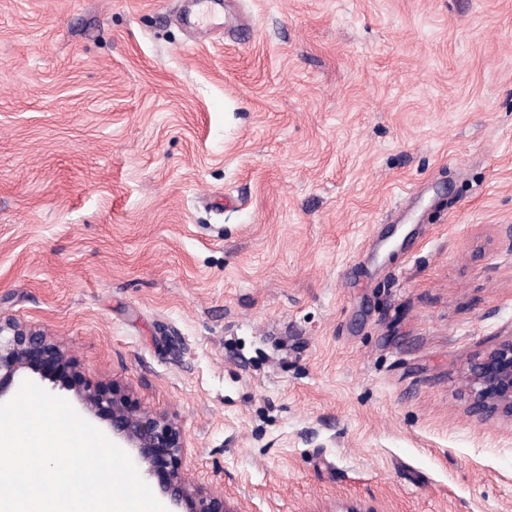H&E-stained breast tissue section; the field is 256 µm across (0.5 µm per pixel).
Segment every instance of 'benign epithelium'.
<instances>
[{
  "mask_svg": "<svg viewBox=\"0 0 512 512\" xmlns=\"http://www.w3.org/2000/svg\"><path fill=\"white\" fill-rule=\"evenodd\" d=\"M28 370L51 383L53 390L73 392L85 412L106 418L112 436L134 448L136 465L158 480L176 512H237L228 506L224 491L194 488L185 481L181 474L185 444L176 423L163 414L133 407L126 388L119 384L103 390L85 382L65 349L40 331L0 316V399ZM465 382L474 415L512 418V338L473 358Z\"/></svg>",
  "mask_w": 512,
  "mask_h": 512,
  "instance_id": "benign-epithelium-1",
  "label": "benign epithelium"
}]
</instances>
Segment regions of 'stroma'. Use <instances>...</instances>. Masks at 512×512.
Masks as SVG:
<instances>
[{"label":"stroma","mask_w":512,"mask_h":512,"mask_svg":"<svg viewBox=\"0 0 512 512\" xmlns=\"http://www.w3.org/2000/svg\"><path fill=\"white\" fill-rule=\"evenodd\" d=\"M0 0V316L236 512H512V0ZM465 374L474 415L512 418V337L473 358Z\"/></svg>","instance_id":"stroma-1"}]
</instances>
